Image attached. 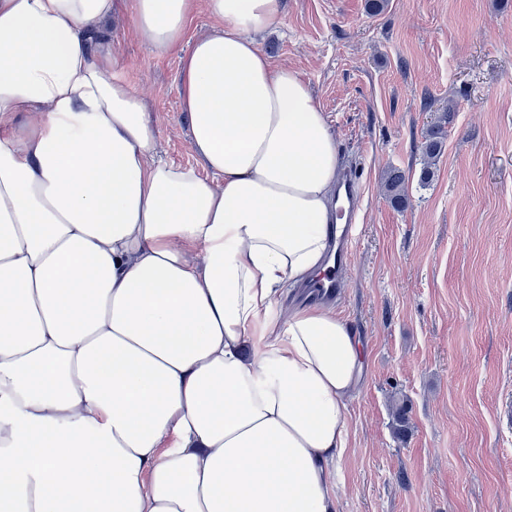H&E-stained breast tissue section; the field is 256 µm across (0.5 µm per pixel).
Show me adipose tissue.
I'll list each match as a JSON object with an SVG mask.
<instances>
[{"label": "adipose tissue", "instance_id": "adipose-tissue-1", "mask_svg": "<svg viewBox=\"0 0 512 512\" xmlns=\"http://www.w3.org/2000/svg\"><path fill=\"white\" fill-rule=\"evenodd\" d=\"M217 22L182 43L197 8ZM114 0H0V512H338L360 343L276 306L326 268L338 154L260 36L284 0H133L201 166L156 155Z\"/></svg>", "mask_w": 512, "mask_h": 512}]
</instances>
